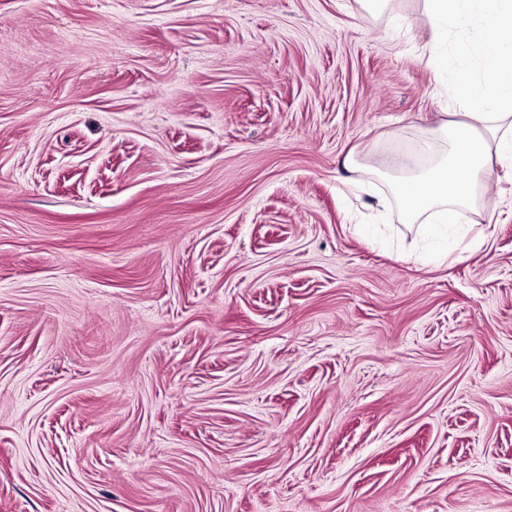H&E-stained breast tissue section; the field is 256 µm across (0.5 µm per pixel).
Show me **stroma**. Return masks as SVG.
<instances>
[{
    "label": "stroma",
    "mask_w": 512,
    "mask_h": 512,
    "mask_svg": "<svg viewBox=\"0 0 512 512\" xmlns=\"http://www.w3.org/2000/svg\"><path fill=\"white\" fill-rule=\"evenodd\" d=\"M424 0H0V512H512V161L437 257Z\"/></svg>",
    "instance_id": "stroma-1"
}]
</instances>
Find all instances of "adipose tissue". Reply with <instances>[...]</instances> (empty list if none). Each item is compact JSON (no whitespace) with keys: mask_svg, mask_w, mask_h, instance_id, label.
Returning <instances> with one entry per match:
<instances>
[{"mask_svg":"<svg viewBox=\"0 0 512 512\" xmlns=\"http://www.w3.org/2000/svg\"><path fill=\"white\" fill-rule=\"evenodd\" d=\"M425 13L435 28H478L479 50L458 41L434 64L459 76L456 97L470 121H449L432 138L443 152L425 168L400 157L384 167L398 174L396 195L406 219L429 215L450 232L465 213L475 211L483 181L496 157H512V0H426Z\"/></svg>","mask_w":512,"mask_h":512,"instance_id":"adipose-tissue-1","label":"adipose tissue"}]
</instances>
